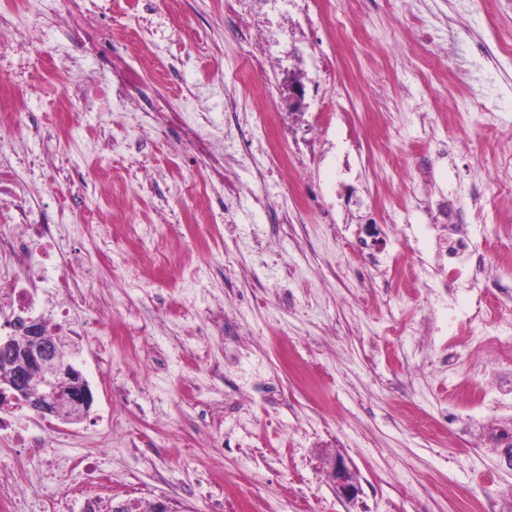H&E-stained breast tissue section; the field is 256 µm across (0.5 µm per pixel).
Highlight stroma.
<instances>
[{"instance_id": "stroma-1", "label": "stroma", "mask_w": 512, "mask_h": 512, "mask_svg": "<svg viewBox=\"0 0 512 512\" xmlns=\"http://www.w3.org/2000/svg\"><path fill=\"white\" fill-rule=\"evenodd\" d=\"M86 7L97 45L171 108L68 111L56 69L89 79L97 58L40 0H0L1 23L59 49L35 63L0 54V108L24 120L0 164L58 224L54 258L97 270L68 290L69 320L87 329L74 344L88 416H0L32 436L55 427L60 458L108 449L111 475L48 480L29 456L23 512L63 491L69 512L130 499L172 512H464L473 500L512 512L498 443L512 394L500 369L447 351L470 293H406L386 273L432 252L421 226L442 199L464 202L470 239L512 236V0H365L350 15L343 0ZM431 57L448 64L437 93L422 80ZM472 92L484 109L462 108ZM105 173L119 179L109 200L95 186ZM105 312L111 326H95ZM466 383L483 402L446 420ZM337 456L354 500L330 477Z\"/></svg>"}]
</instances>
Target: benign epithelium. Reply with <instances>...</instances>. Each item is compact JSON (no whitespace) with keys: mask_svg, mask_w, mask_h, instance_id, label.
Instances as JSON below:
<instances>
[{"mask_svg":"<svg viewBox=\"0 0 512 512\" xmlns=\"http://www.w3.org/2000/svg\"><path fill=\"white\" fill-rule=\"evenodd\" d=\"M0 379L11 397L38 417L47 419L69 410V419L79 421L91 410L95 396L83 372L72 360L64 342L50 337L42 320L29 318L19 333L0 337ZM331 478L339 492L354 498L359 493L345 461L331 463ZM113 512H171L168 502L158 499L143 511L137 501L113 505Z\"/></svg>","mask_w":512,"mask_h":512,"instance_id":"benign-epithelium-1","label":"benign epithelium"}]
</instances>
